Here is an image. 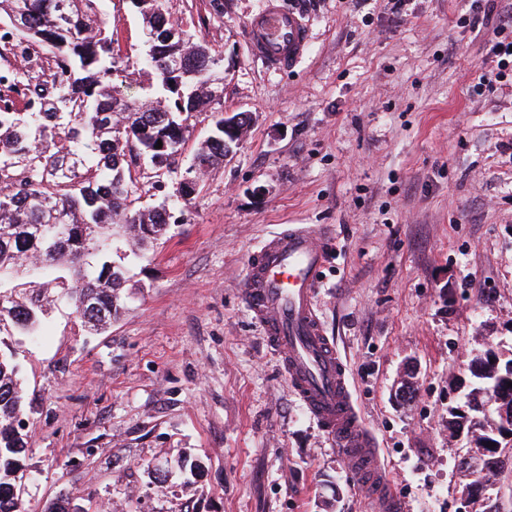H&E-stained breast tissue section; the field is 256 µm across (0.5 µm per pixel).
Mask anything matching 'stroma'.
<instances>
[{
    "instance_id": "1",
    "label": "stroma",
    "mask_w": 512,
    "mask_h": 512,
    "mask_svg": "<svg viewBox=\"0 0 512 512\" xmlns=\"http://www.w3.org/2000/svg\"><path fill=\"white\" fill-rule=\"evenodd\" d=\"M264 2L169 0L224 82L181 165L137 167L136 206L173 193L212 113L251 120L166 239L113 250L125 310L94 334L61 303L37 335L0 342L30 408L26 512L61 496L110 512H370L238 293L251 254L291 224L332 231L315 307L404 512H461L469 443L448 410L476 352L512 358V80L467 89L512 0H406L399 18L387 0H283L310 35L290 71L251 55ZM99 10L117 26L113 85L147 100L141 14Z\"/></svg>"
}]
</instances>
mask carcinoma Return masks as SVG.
<instances>
[{"mask_svg": "<svg viewBox=\"0 0 512 512\" xmlns=\"http://www.w3.org/2000/svg\"><path fill=\"white\" fill-rule=\"evenodd\" d=\"M147 50L144 63L172 106L112 94L114 28L96 0H0L5 20L41 47L51 80L13 64L41 104L0 112V335L32 333L59 294L89 330L101 332L122 309L124 270L109 261L114 235L142 247L178 223L167 204L132 207V166L176 163L194 113L210 104L223 78L203 41H192L171 20L169 0L140 4ZM210 135L193 154L176 201L191 202L200 176L224 161L236 140L213 113ZM162 148L157 149V141ZM469 416L448 410V432H478L475 455L490 463L504 448L500 409L512 406V376L471 370ZM26 403L13 354L0 353V512H23L21 479L30 436ZM43 512H92L58 497Z\"/></svg>", "mask_w": 512, "mask_h": 512, "instance_id": "1", "label": "carcinoma"}]
</instances>
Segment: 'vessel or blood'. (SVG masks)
Masks as SVG:
<instances>
[{
  "instance_id": "1",
  "label": "vessel or blood",
  "mask_w": 512,
  "mask_h": 512,
  "mask_svg": "<svg viewBox=\"0 0 512 512\" xmlns=\"http://www.w3.org/2000/svg\"><path fill=\"white\" fill-rule=\"evenodd\" d=\"M250 33L254 55L272 69L292 67L308 43L306 22L284 9L280 0H266L250 23ZM326 261L323 236L305 227L284 229L249 259L239 292L280 357L293 393L358 479L374 512H399L401 502L375 439L354 406L346 366L314 306Z\"/></svg>"
}]
</instances>
